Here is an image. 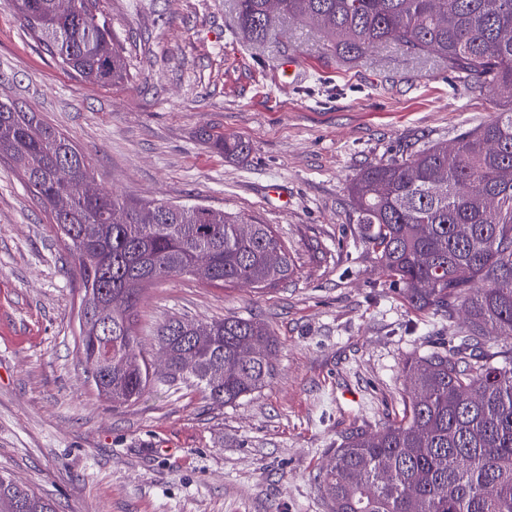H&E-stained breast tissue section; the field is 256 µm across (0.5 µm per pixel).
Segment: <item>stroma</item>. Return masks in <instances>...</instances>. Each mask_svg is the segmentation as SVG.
Returning <instances> with one entry per match:
<instances>
[{
    "label": "stroma",
    "instance_id": "35a3bbf8",
    "mask_svg": "<svg viewBox=\"0 0 512 512\" xmlns=\"http://www.w3.org/2000/svg\"><path fill=\"white\" fill-rule=\"evenodd\" d=\"M129 70L84 83L44 53L0 0V98L68 133L100 188L202 202L273 225L294 273L266 290L175 276L147 286L137 331L253 318L274 340V374L212 404L192 382H152L115 405L77 346L81 298L65 242L0 159V474L58 512H327L314 478L352 430L402 414V361L433 349L448 322L415 311L386 279L352 218L366 167L493 119L492 92L445 62L382 46L339 62L313 28L253 44L233 0H99ZM297 56L296 73L281 67ZM235 136L225 160L201 130Z\"/></svg>",
    "mask_w": 512,
    "mask_h": 512
}]
</instances>
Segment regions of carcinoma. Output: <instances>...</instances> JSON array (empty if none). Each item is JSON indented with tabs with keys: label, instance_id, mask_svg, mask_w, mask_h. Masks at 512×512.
<instances>
[{
	"label": "carcinoma",
	"instance_id": "carcinoma-1",
	"mask_svg": "<svg viewBox=\"0 0 512 512\" xmlns=\"http://www.w3.org/2000/svg\"><path fill=\"white\" fill-rule=\"evenodd\" d=\"M19 20L51 58L91 85L128 78L121 44L97 0H13ZM255 43L288 19L313 25L336 58L372 48L448 61L474 90L498 94L497 117L400 159L366 168L349 186L383 272L416 310L448 319V342L402 364L403 413L377 432L355 431L316 476L328 512H512V0H234ZM209 147L242 159L248 143L204 132ZM0 156L21 170L66 243L89 318L78 342L88 378L114 404L149 385L134 318L144 287L186 276L204 254L200 279L270 288L290 278L288 248L270 224L202 203L89 193L91 164L70 137L35 112L0 101ZM71 171L64 180L60 172ZM466 308L456 321L457 303ZM157 330L166 378L192 380L208 399L232 404L271 376L270 331L248 318L196 324L186 340ZM0 512H57L0 475Z\"/></svg>",
	"mask_w": 512,
	"mask_h": 512
}]
</instances>
